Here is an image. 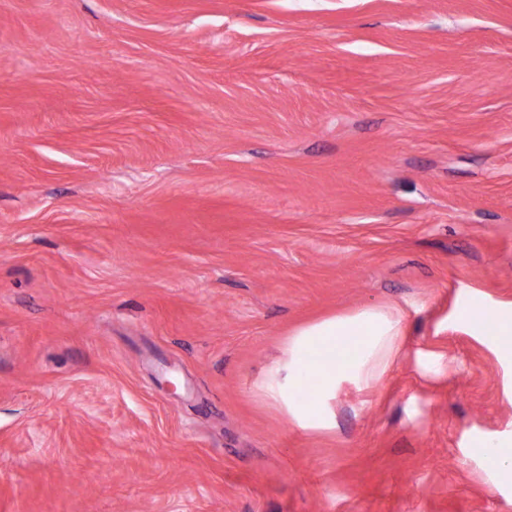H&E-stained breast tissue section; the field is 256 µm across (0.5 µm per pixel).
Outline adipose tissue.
<instances>
[{
    "instance_id": "ef3b65f1",
    "label": "adipose tissue",
    "mask_w": 512,
    "mask_h": 512,
    "mask_svg": "<svg viewBox=\"0 0 512 512\" xmlns=\"http://www.w3.org/2000/svg\"><path fill=\"white\" fill-rule=\"evenodd\" d=\"M458 317L481 335L501 337L500 351L512 355V307L492 310L472 299ZM403 343L400 316L380 309L323 320L291 339L287 358L269 370L264 391L287 404L301 428H326L332 422L328 403L339 387L380 380L399 359Z\"/></svg>"
}]
</instances>
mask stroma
<instances>
[{"instance_id": "stroma-1", "label": "stroma", "mask_w": 512, "mask_h": 512, "mask_svg": "<svg viewBox=\"0 0 512 512\" xmlns=\"http://www.w3.org/2000/svg\"><path fill=\"white\" fill-rule=\"evenodd\" d=\"M512 0H0V512H512ZM399 312L309 431L299 329ZM458 318L474 326L482 336H510L500 344L504 354L512 355V306L491 311L484 304L471 299L458 313ZM479 447L495 472L505 477L510 476L512 480V453L504 452L502 446L492 443H482Z\"/></svg>"}]
</instances>
